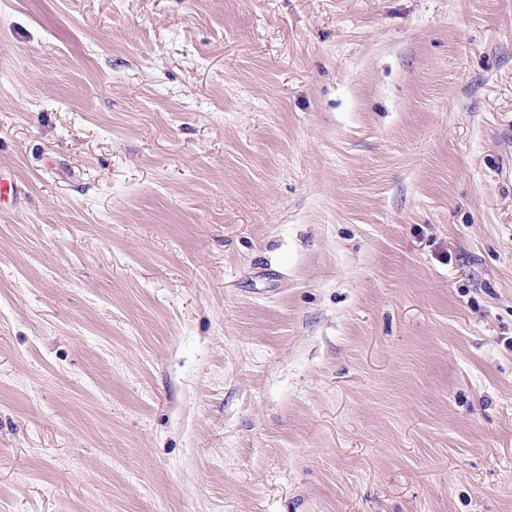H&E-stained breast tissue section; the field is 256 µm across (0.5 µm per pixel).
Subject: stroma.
<instances>
[{"label":"stroma","instance_id":"1","mask_svg":"<svg viewBox=\"0 0 512 512\" xmlns=\"http://www.w3.org/2000/svg\"><path fill=\"white\" fill-rule=\"evenodd\" d=\"M0 512H512V0H0Z\"/></svg>","mask_w":512,"mask_h":512}]
</instances>
